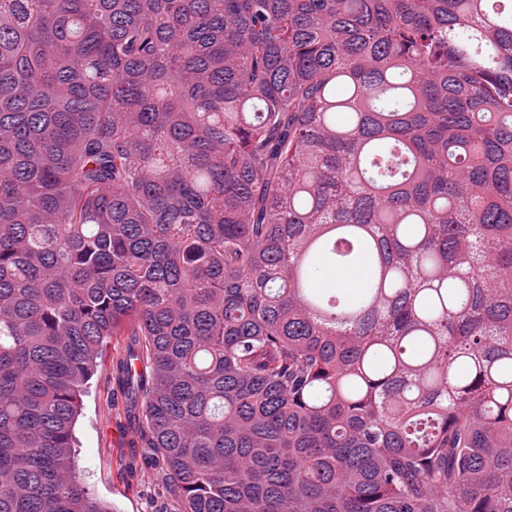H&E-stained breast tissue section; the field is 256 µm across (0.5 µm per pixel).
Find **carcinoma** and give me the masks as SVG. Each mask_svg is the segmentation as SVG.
I'll list each match as a JSON object with an SVG mask.
<instances>
[{"instance_id": "1", "label": "carcinoma", "mask_w": 512, "mask_h": 512, "mask_svg": "<svg viewBox=\"0 0 512 512\" xmlns=\"http://www.w3.org/2000/svg\"><path fill=\"white\" fill-rule=\"evenodd\" d=\"M113 336L181 512H512V0H0V512ZM364 276L357 268H337L335 272L327 274L325 286L331 288H341L345 291L353 292L359 288L363 282Z\"/></svg>"}]
</instances>
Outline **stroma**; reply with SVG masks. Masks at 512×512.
<instances>
[{"label": "stroma", "instance_id": "stroma-1", "mask_svg": "<svg viewBox=\"0 0 512 512\" xmlns=\"http://www.w3.org/2000/svg\"><path fill=\"white\" fill-rule=\"evenodd\" d=\"M125 339L112 337L82 398L74 434L77 472L92 497L111 512H178L165 470L141 432L126 417L124 393L112 378V362Z\"/></svg>", "mask_w": 512, "mask_h": 512}]
</instances>
